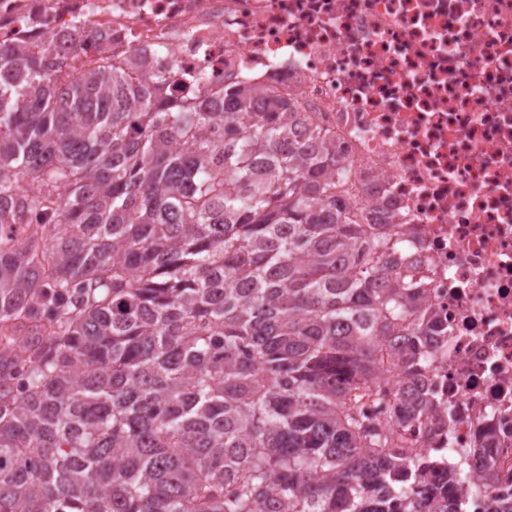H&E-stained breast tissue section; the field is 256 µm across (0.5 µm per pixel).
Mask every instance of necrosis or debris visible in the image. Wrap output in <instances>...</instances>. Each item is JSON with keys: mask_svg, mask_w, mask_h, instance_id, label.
Here are the masks:
<instances>
[{"mask_svg": "<svg viewBox=\"0 0 512 512\" xmlns=\"http://www.w3.org/2000/svg\"><path fill=\"white\" fill-rule=\"evenodd\" d=\"M24 34L147 52L177 92L271 88L327 132L448 326L420 380L451 414L410 446L464 464L465 512L512 498V0H0Z\"/></svg>", "mask_w": 512, "mask_h": 512, "instance_id": "obj_1", "label": "necrosis or debris"}]
</instances>
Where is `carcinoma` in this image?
I'll list each match as a JSON object with an SVG mask.
<instances>
[{
  "label": "carcinoma",
  "mask_w": 512,
  "mask_h": 512,
  "mask_svg": "<svg viewBox=\"0 0 512 512\" xmlns=\"http://www.w3.org/2000/svg\"><path fill=\"white\" fill-rule=\"evenodd\" d=\"M87 51L0 41V512H464L398 434L431 402L362 413L448 327L327 135Z\"/></svg>",
  "instance_id": "1"
}]
</instances>
